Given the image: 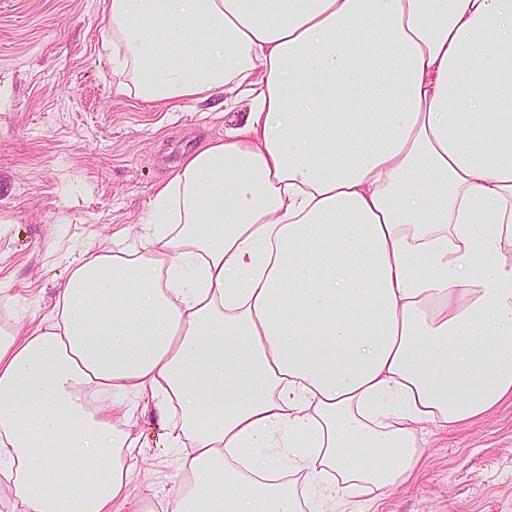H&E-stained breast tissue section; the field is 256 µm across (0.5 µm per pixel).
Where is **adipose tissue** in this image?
Segmentation results:
<instances>
[{
	"mask_svg": "<svg viewBox=\"0 0 512 512\" xmlns=\"http://www.w3.org/2000/svg\"><path fill=\"white\" fill-rule=\"evenodd\" d=\"M102 5L142 101L250 109L0 330L7 512H143L144 398L192 442L167 512L361 507L512 401V0Z\"/></svg>",
	"mask_w": 512,
	"mask_h": 512,
	"instance_id": "ef3b65f1",
	"label": "adipose tissue"
}]
</instances>
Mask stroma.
I'll return each instance as SVG.
<instances>
[{
	"instance_id": "stroma-1",
	"label": "stroma",
	"mask_w": 512,
	"mask_h": 512,
	"mask_svg": "<svg viewBox=\"0 0 512 512\" xmlns=\"http://www.w3.org/2000/svg\"><path fill=\"white\" fill-rule=\"evenodd\" d=\"M112 53L98 0H0V327L48 323L75 262L116 238L134 247L181 162L249 110L144 102L105 65ZM174 426L135 411L137 497L154 503L184 483ZM423 436L417 480L374 496L370 512H512V402Z\"/></svg>"
}]
</instances>
